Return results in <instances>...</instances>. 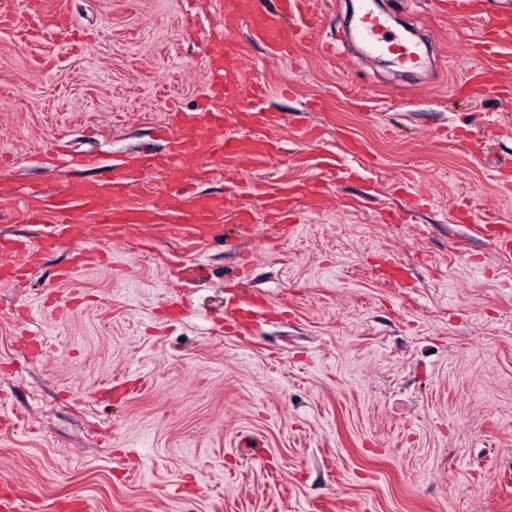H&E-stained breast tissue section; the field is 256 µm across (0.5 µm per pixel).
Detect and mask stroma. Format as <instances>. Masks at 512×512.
<instances>
[{
    "mask_svg": "<svg viewBox=\"0 0 512 512\" xmlns=\"http://www.w3.org/2000/svg\"><path fill=\"white\" fill-rule=\"evenodd\" d=\"M311 2L289 56L230 31L263 109L289 118L237 176L319 182L327 205L298 198L289 234L260 205L241 225L217 172L193 185L224 203L200 237L154 223L174 185L154 171L122 201L141 225L89 215L0 278V476L18 512H512V254L477 230L512 223V102L456 91L471 68L489 84L512 69L472 56L479 20L437 0H384L392 33L420 31L411 73L361 47L359 0ZM215 22L212 0H0V237L56 222L28 186L60 195L165 154L168 113L206 103ZM246 291L274 312L243 334L226 317Z\"/></svg>",
    "mask_w": 512,
    "mask_h": 512,
    "instance_id": "stroma-1",
    "label": "stroma"
}]
</instances>
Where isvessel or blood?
I'll use <instances>...</instances> for the list:
<instances>
[{
	"mask_svg": "<svg viewBox=\"0 0 512 512\" xmlns=\"http://www.w3.org/2000/svg\"><path fill=\"white\" fill-rule=\"evenodd\" d=\"M486 0H450V12L481 22L474 42L476 55L496 53L512 44V11L502 10L488 14ZM214 12L220 25L232 27L248 22L254 39L264 43L271 53L286 55L289 47L297 45L306 35L310 14L308 0H278L275 9L257 11L254 0H213ZM380 18L364 13L361 34L369 48L396 54L398 61L407 67L416 66L419 54L402 38L389 37ZM238 51L232 40L224 42V58H207L205 69L214 105L202 112H172L167 116V132L172 150L165 159L146 154L137 166L113 168L111 178L103 186L77 185L70 197L61 199L57 208L60 219L47 225L34 240L16 241L0 238V263L10 264L17 257L32 256L46 248L66 244L70 235L87 214H98L104 224H136L140 221L137 210L131 208H102L100 198L109 195L118 199L139 185L146 174L166 170L175 178H183L187 166V150L198 142H205L209 156L218 158L225 174H232L242 152H250L255 162H263L272 153L277 134L284 124L282 116L263 111L261 101L266 88L259 81H246L237 66ZM257 194L254 184L239 187V207L236 220L244 224L253 215V201ZM214 205L208 199L174 192L158 200L154 216L161 224H186L194 232L210 228Z\"/></svg>",
	"mask_w": 512,
	"mask_h": 512,
	"instance_id": "1",
	"label": "vessel or blood"
}]
</instances>
